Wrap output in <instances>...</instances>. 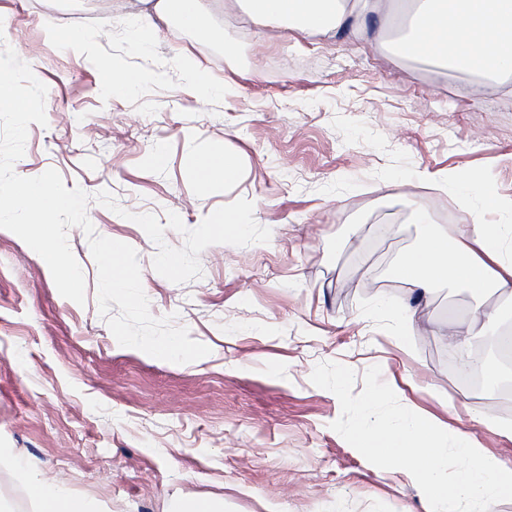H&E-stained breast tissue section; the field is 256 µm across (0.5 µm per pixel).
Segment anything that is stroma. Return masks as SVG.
Here are the masks:
<instances>
[{
    "mask_svg": "<svg viewBox=\"0 0 512 512\" xmlns=\"http://www.w3.org/2000/svg\"><path fill=\"white\" fill-rule=\"evenodd\" d=\"M202 32L162 26L139 48L119 0H0V49L47 85L14 169H56L90 201L97 235L138 253L154 317H172L208 356L174 364L120 346L98 309L81 228L68 244L86 300L62 297L44 260L0 229V512H36L29 476L56 477L101 512H422L402 469H381L331 424L341 406L310 376L336 361L379 366L399 402L474 437L512 465L498 390L475 393L448 366L443 334L479 306L438 282L385 286L450 209L486 224L512 202V93L475 96L469 78L400 59L370 36L349 43L270 30L209 0ZM83 29L85 49L43 26ZM227 86L200 98L194 70ZM122 75L134 85L115 95ZM163 147L166 160L151 155ZM233 175L205 187L217 154ZM472 177L497 201L455 182ZM242 216L243 233L223 226ZM416 307L405 340L372 315L378 298ZM236 169V162L229 156H219L216 159L196 165V174L200 183L207 187L210 186L216 175L233 173Z\"/></svg>",
    "mask_w": 512,
    "mask_h": 512,
    "instance_id": "obj_1",
    "label": "stroma"
}]
</instances>
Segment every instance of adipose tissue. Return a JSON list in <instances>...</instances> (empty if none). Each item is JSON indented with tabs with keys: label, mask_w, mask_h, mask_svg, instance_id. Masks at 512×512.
<instances>
[{
	"label": "adipose tissue",
	"mask_w": 512,
	"mask_h": 512,
	"mask_svg": "<svg viewBox=\"0 0 512 512\" xmlns=\"http://www.w3.org/2000/svg\"><path fill=\"white\" fill-rule=\"evenodd\" d=\"M243 7L256 34L284 29L305 36L336 38L349 31L363 35L362 17L372 15L381 27L408 13L406 33L390 43L403 59H436L450 54L453 70L477 74L489 89L512 82V0H226ZM138 22L140 46H148L161 22L179 18L198 29L203 0H125ZM395 274L410 289H428L450 280L480 295L512 296V219L499 224H466L452 234L429 230L423 245L400 259ZM40 512H96L90 502L69 498L48 478L33 480Z\"/></svg>",
	"instance_id": "obj_1"
}]
</instances>
